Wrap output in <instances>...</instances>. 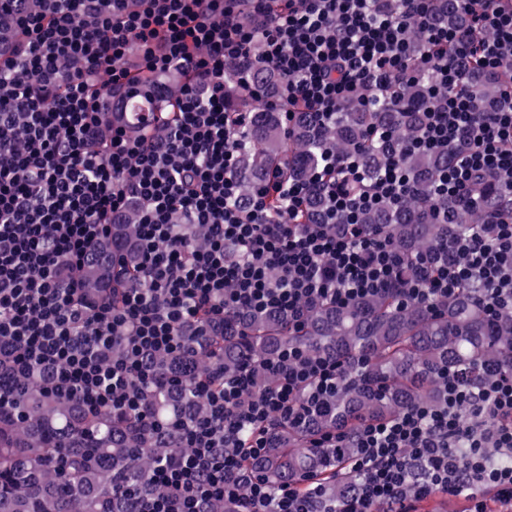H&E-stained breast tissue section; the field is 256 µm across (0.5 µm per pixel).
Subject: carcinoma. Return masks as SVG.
Here are the masks:
<instances>
[{"label": "carcinoma", "mask_w": 512, "mask_h": 512, "mask_svg": "<svg viewBox=\"0 0 512 512\" xmlns=\"http://www.w3.org/2000/svg\"><path fill=\"white\" fill-rule=\"evenodd\" d=\"M434 23L459 30L465 26L455 0H434ZM282 78L274 71L252 72L251 86L274 92ZM470 86L481 97L497 95L498 84L481 71L471 73ZM434 75L425 72L399 80L390 91H369L336 115L330 125L318 126L305 112H297L285 130L279 115L255 114L240 140L239 188L247 202L257 184L274 168L285 175L304 177L322 164L329 148L339 156L356 154L367 178L414 139ZM224 101L231 112L248 101L232 75L224 79ZM391 129L392 142L371 139L375 129ZM463 144L446 152L402 155L413 174L412 188L400 205L384 204L361 215L360 222L390 239L404 257L401 279L415 278V257L433 251L454 236L471 234L500 209L503 196L488 175L475 187L479 204L469 207L457 199L440 201L435 185ZM327 198L311 194L304 222L318 224ZM458 218L444 224L436 209ZM137 225L133 218L112 225V239L132 244ZM81 288L95 295L112 281V266L102 259L81 271ZM483 288L471 281L446 300L432 306L400 302L397 289L377 296L357 297L343 306L327 301L307 307L304 326L295 330L284 315L244 311L195 337L200 373L223 367L232 376L247 362L272 358L292 344L309 355H328L351 363L350 375L330 399L327 412L306 428L279 425L271 432L270 448L258 464L276 485L313 474L326 479L329 497L338 501L355 487L356 475L347 469L354 449L309 448L307 434L356 420L389 419L414 404L441 403V374H466L497 367L512 370V314L493 320L481 300ZM192 383L160 387L147 396L156 411L183 410L200 417L205 405L191 395ZM181 438L170 430L141 431L126 419L108 412L91 414L79 402L41 393L39 377L29 378L16 403L0 408V512H131L129 496L112 490L118 476L132 485L145 482L160 458L179 448Z\"/></svg>", "instance_id": "cac0c4a2"}]
</instances>
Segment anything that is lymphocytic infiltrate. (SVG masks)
<instances>
[{"mask_svg": "<svg viewBox=\"0 0 512 512\" xmlns=\"http://www.w3.org/2000/svg\"><path fill=\"white\" fill-rule=\"evenodd\" d=\"M6 2L14 36L0 38V397L37 368L47 393L183 430L186 451L153 469L155 491L135 494L134 512H200L211 500L234 512H417L439 493L463 499V512H512V371L490 368L476 382L448 371L441 405L314 433L312 447L354 451L359 481L333 503L318 477L274 487L254 463L270 426L316 412L346 365L291 347L230 379L200 377L194 343L202 322L243 308L284 312L301 326L307 304L395 287L403 264L387 238L358 222L406 197L411 175L400 159L351 193L346 181L364 178L358 156L329 151L310 179L272 173L240 205L237 145L252 115L225 111V77L243 83L271 69L283 77L279 90H252L253 103L325 123L355 95L408 74L406 32L417 27L429 44L420 67L448 92L427 107L412 147L464 143L437 192L474 205L472 187L488 173L512 195V6L456 0L469 21L459 34L434 26L431 0H400L383 19L371 0ZM476 65L503 76L497 97L480 100L468 86ZM173 73L184 77L175 94ZM137 93L149 109L124 123ZM335 171L343 180L327 193L331 223H304L312 184ZM276 197L286 210L271 212ZM132 215L140 278L86 295L77 274L98 243L110 241L112 272L124 276L112 227ZM415 265L403 303L448 297L477 279L490 317L512 312V210ZM160 352L174 354L169 370L152 365ZM185 377L208 415L160 419L146 393Z\"/></svg>", "mask_w": 512, "mask_h": 512, "instance_id": "f902f5d3", "label": "lymphocytic infiltrate"}]
</instances>
